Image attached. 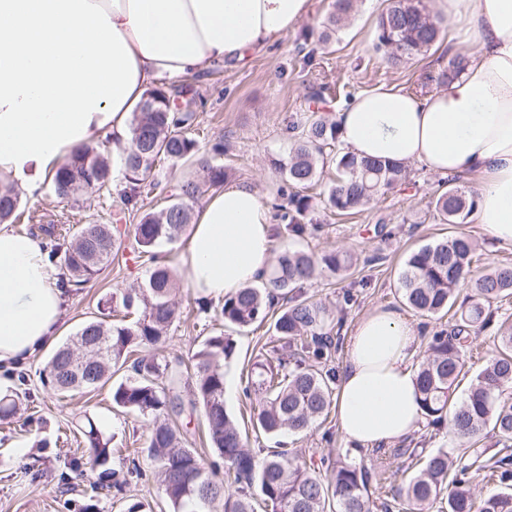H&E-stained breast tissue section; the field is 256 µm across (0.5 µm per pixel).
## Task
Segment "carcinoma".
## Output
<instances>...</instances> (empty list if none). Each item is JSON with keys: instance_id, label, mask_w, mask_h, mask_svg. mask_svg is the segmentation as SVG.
Masks as SVG:
<instances>
[{"instance_id": "1", "label": "carcinoma", "mask_w": 512, "mask_h": 512, "mask_svg": "<svg viewBox=\"0 0 512 512\" xmlns=\"http://www.w3.org/2000/svg\"><path fill=\"white\" fill-rule=\"evenodd\" d=\"M357 6V0H335L326 28L340 29ZM442 28L428 0H390L380 15L373 50L388 63L399 65L428 51ZM464 58L448 67L421 76L420 87L443 84L458 75ZM172 92L157 86L145 93L140 111L132 113L129 138L120 155L125 186L120 204L105 222L80 226L49 223L39 226L45 251L56 270V285L69 294L98 278L124 247L118 224L139 216L130 235L133 258L149 266V276L138 289L115 288L100 303L110 312L139 311L129 322L107 319L105 313L82 321L74 335L49 357L41 382L61 396L71 391L93 392L112 384V406L118 413L152 419L146 445L170 512H255L262 500L273 512H512V456L490 464L476 444L489 429L512 439V403L502 399L512 389V323L498 328V354L472 379L465 397L453 400L454 385L465 368L464 349L471 334L495 322L493 304L512 297V265L489 268L474 285L467 305L454 308L456 292L471 272L475 244L465 234L421 246L408 255L399 277L404 304L425 316L450 315L451 330L431 336L420 364V409L428 423L446 425L459 443H470L454 463L440 448L425 457L410 453L411 475L393 490V503L375 504L368 472L354 463L328 454L320 465L309 466L284 448L262 459L247 448L237 425L224 407V366L234 351V341L218 329L205 337L186 361L179 355L159 356L164 333L181 317L175 302L179 281L164 256L162 243L175 244L191 224L190 203L208 186H222L224 143L211 144V157L198 179H187L169 190L156 180L158 162L187 163L199 153L192 134L194 113L171 104ZM292 144L286 157L275 162L284 177L280 190L286 204L277 218L288 238H301L313 223L316 210L352 214L371 205L386 191L408 182L406 166L370 158H358L341 147L336 122L313 112L288 125ZM336 168L322 197L301 193L320 181L319 165ZM51 185L68 197L79 191L112 199V159L91 146L67 156L57 167ZM20 194L12 184L0 183V224L18 218ZM443 224H463L474 207V196L448 180L433 200ZM336 272L350 266L349 257L332 251L320 257L302 250H283L275 260L268 282L247 286L224 298L221 305L196 299L200 314H214L224 325L246 328L274 315L277 345L273 357L257 363L247 376L245 396L256 402L253 422L269 437L305 434L318 419L329 414L334 403L336 374L327 365L333 349L328 331L329 314L322 303L306 295L318 267ZM123 371L125 378L112 382ZM18 412L16 400L0 398V422L10 423ZM200 413L206 437L216 459L210 460L188 445L177 422L186 414ZM82 455L69 465L87 464L94 475L93 495L82 512H96L94 494L127 483L137 474L136 460L123 471L115 467L122 451L92 418L80 430ZM497 480L505 487L478 496L472 475Z\"/></svg>"}]
</instances>
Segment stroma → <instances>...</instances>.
<instances>
[{
  "instance_id": "obj_1",
  "label": "stroma",
  "mask_w": 512,
  "mask_h": 512,
  "mask_svg": "<svg viewBox=\"0 0 512 512\" xmlns=\"http://www.w3.org/2000/svg\"><path fill=\"white\" fill-rule=\"evenodd\" d=\"M333 0H314L312 12L294 30L262 53L251 55L241 64L220 62L204 73L182 78H164V86L182 89L179 102L194 112V125L200 129L201 154H208L213 140L224 142V165L232 180L249 182L270 205L278 204L281 175L273 166L283 158L290 144L289 121L311 112L333 116L348 99L380 85L396 86L415 92L422 72L430 62L450 59L447 39H440L430 50L400 67L386 64L372 49L378 16L388 0H358L350 23L330 43H322L323 23ZM325 87V99H309L310 87ZM410 185L378 196L363 211L352 215L321 216L320 229L301 239H275V249L289 247L317 255L340 251L355 259L343 274L323 272L307 292L332 311L335 322L331 334L336 351L335 369H342L344 347L356 322L378 308L393 309L408 317L424 336L446 328L447 319L411 313L399 293L398 279L410 251L445 238L449 233L466 234L479 248L472 265L473 277H480L492 265L512 264V246H503L487 235L481 225L441 223L431 206L441 190L439 176L418 163L410 164ZM21 207L33 224L48 220L92 224L101 211L97 195L78 192L68 201L60 199L49 183L35 191H21ZM385 225L389 236L381 238L376 229ZM148 270L130 262L111 265L102 278L66 298L61 337L71 336L85 318L97 315V302L115 288H135L147 279ZM212 325L205 318L181 319L168 332V353L189 356L203 337L211 335ZM235 351L224 363V406L246 432L257 456H265L275 446L274 439L260 434L249 421V401L243 390L246 372L258 355L270 352L274 340L268 324L256 323L232 330ZM48 358L40 352L21 367L25 384L14 385L18 414L13 425H0V512H74V504L89 492L90 471H73L67 450L76 448V425L83 416L93 417L113 435L119 447L144 448L149 434L147 419L115 413L110 388L82 395L60 397L47 390L40 374ZM289 449L303 459H319L336 451L370 473V490L377 500L391 499L398 484L396 470L409 462L408 450L432 452L447 449L450 455L462 452L446 429L421 423L397 447L383 452L351 453L339 431L335 415L318 420L307 434L288 436ZM141 477H129L120 496L99 494L96 512H124L127 502L142 501L152 512L165 502L153 481L151 465L139 457Z\"/></svg>"
}]
</instances>
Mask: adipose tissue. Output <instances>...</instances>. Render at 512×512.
Masks as SVG:
<instances>
[{"mask_svg": "<svg viewBox=\"0 0 512 512\" xmlns=\"http://www.w3.org/2000/svg\"><path fill=\"white\" fill-rule=\"evenodd\" d=\"M311 0H0V179L27 190L128 120L160 77L243 61L294 30ZM444 27L465 17L467 64L444 88L379 86L335 116L360 157L417 162L477 179L474 223L512 245V0H435ZM274 216L250 185L227 183L197 210L175 259L189 288L220 301L269 271ZM39 239L0 226V366L53 343L65 310ZM420 338L398 312L356 324L336 392L352 452L390 445L423 419Z\"/></svg>", "mask_w": 512, "mask_h": 512, "instance_id": "obj_1", "label": "adipose tissue"}]
</instances>
